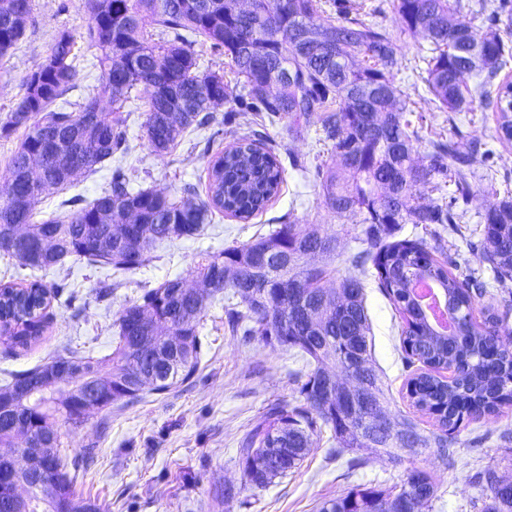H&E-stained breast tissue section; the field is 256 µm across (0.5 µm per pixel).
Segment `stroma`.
Instances as JSON below:
<instances>
[{
	"mask_svg": "<svg viewBox=\"0 0 512 512\" xmlns=\"http://www.w3.org/2000/svg\"><path fill=\"white\" fill-rule=\"evenodd\" d=\"M374 22L397 39L399 50L394 68L396 86L422 113L421 135L457 138L461 143L490 141L496 118L492 111L473 103L459 114L438 111L424 84L413 72L429 43L421 37L401 35L391 0H362ZM88 14L82 0H35L17 46L0 58V123L23 95L25 75L45 55L54 36L68 30L83 39ZM125 117L131 150L114 155L95 173L79 177L63 191L46 196L35 205L39 217L56 210L59 202L76 197L82 203L98 198L109 186L112 172L122 168L132 188H152L181 196L184 186L204 189L207 163L241 135H256L273 148L284 169L279 197L249 222L214 214L200 235L156 245L149 262L136 270L116 273L82 261L43 272L46 282L61 284L66 295H76L84 310L69 306L65 298L54 302L53 323L46 338L30 350L14 355L0 347V386L11 373L48 361L70 351L111 355L115 346L113 323L128 303L164 281L180 279L195 283V267L201 257L224 247L238 245L265 234L271 225L294 216L298 223L316 228L336 239L330 260L334 273L328 287H338L351 274L347 256L359 246L361 228L345 224L321 204L315 186V168L330 161L329 145L315 132L295 135L287 121H269L265 113L236 115L220 136L211 129L188 131L173 151L152 152L144 139L146 119L141 101L128 102L119 111ZM475 196L458 232L443 231L444 244H456L462 266L485 268L480 254L469 252L466 241L477 238L485 208L512 191V142L495 144L489 162L476 163ZM106 298H98L100 287ZM365 304L372 342L371 363L381 376L391 414L414 417L424 432L436 430L434 417L415 411L407 397V382L413 370L403 361L400 319L393 306L375 286L365 290ZM203 348L199 369L191 384L164 394L143 392L132 403L120 402L92 415L82 426H61L62 447L67 455L91 448L95 463L79 472L77 492L96 499L101 512H317L326 499L346 494L357 486L393 492L411 470L428 473L438 492L421 512H480L481 490L474 474L493 467L502 479L512 482V406L504 407L498 419L479 420L461 426L456 434L457 463L448 468L433 451L396 455L355 449L362 464L349 468L346 457L332 454L337 442L330 432L312 437L310 449L299 467L264 488L250 485L237 458L242 433L272 402L293 401L295 391L289 373L296 362L288 352L254 341L243 343L225 325L224 300L208 302L200 326ZM234 486L232 497H221L225 486Z\"/></svg>",
	"mask_w": 512,
	"mask_h": 512,
	"instance_id": "35a3bbf8",
	"label": "stroma"
}]
</instances>
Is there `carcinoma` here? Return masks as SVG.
<instances>
[{"instance_id": "1", "label": "carcinoma", "mask_w": 512, "mask_h": 512, "mask_svg": "<svg viewBox=\"0 0 512 512\" xmlns=\"http://www.w3.org/2000/svg\"><path fill=\"white\" fill-rule=\"evenodd\" d=\"M320 2L252 0V9L241 15L235 0H85V41L96 50L98 84L73 107L57 105L75 88L78 75L76 41L67 30L26 74L24 94L0 125V134L7 136L23 130L6 170L7 193L0 197V225L28 226L25 240H0V251L22 266L47 270L73 258L136 270L149 261L155 243L196 235L214 212L247 221L279 196L284 170L276 154L243 136L209 162L204 200L189 189L180 198L134 190L117 169L109 188L91 203L35 220L39 198L127 150L117 113L92 117L90 109L102 100L120 107L134 94L143 100L145 135L156 153L174 148L188 129L212 125L213 109L225 101L236 102L240 112L286 118L296 133L316 127L333 157L316 169L318 195L343 222L361 225L364 248L347 259L354 273L340 287L326 288L323 282L333 269L310 264V256H331L334 240L304 224H279L266 235L202 257L195 273L205 291L187 295L179 281L169 280L123 307L110 356L59 354L14 374L0 391V445L12 444L23 431L46 449L50 465L30 475L40 482L31 499L1 490L0 512H61L62 501L100 512L94 500L75 491L76 472L93 463L94 453L64 460L57 423L83 425L89 418L84 403L100 386L108 390L98 397L99 412L139 398L147 387L163 394L190 381L199 368V326L207 300L226 291L238 298L225 307L232 333L304 362L294 372L295 400L267 405L239 440V464L257 488L299 468L311 436L325 428L341 444L338 457L353 448L389 455L403 448H435L444 465L453 467V433L466 421L498 416L512 403V347L495 346L496 336L512 331V302L505 299L499 308L491 293L512 281V195L485 211L482 238L469 243L489 263L485 278L462 270L459 253L440 243L395 239L405 224L458 230L474 196L472 167L493 150L476 143L464 151L455 139L439 138L416 161L421 136L394 82L396 42L379 24L354 13L350 0H334L336 21L325 24L338 32L333 46H307L303 34L316 24ZM392 6L401 33L429 40L420 74L438 109L465 112L477 98L496 114V139L512 141V82L494 84L512 60V0H499L481 38L471 26H450L448 20L463 10L482 16V0H393ZM32 10L33 0H0V56L17 45ZM154 26L162 37L154 38ZM197 37L230 59L241 93L224 85V74L199 70L192 48ZM472 74L476 82L470 86L465 77ZM74 144L83 162L67 168ZM31 161L43 171L32 184L19 180ZM429 184L438 190L450 184L453 190L446 198L418 202L419 187ZM47 234L50 253L43 257L32 244ZM370 276L402 321L406 363L423 366L409 379L407 396L417 410L437 413V433L423 434L406 415L391 418L389 427L379 422L388 415V396L369 363L364 290ZM416 280L431 282L443 294L452 333L443 334L430 322L415 296ZM58 294L59 287L37 277L19 286L1 283L0 344L16 353L39 343ZM487 295L492 302L478 307ZM337 370L362 381L369 403L316 399L318 393L337 391ZM35 383L41 384L38 392L25 395ZM474 481L486 491L483 512H512V484L503 485L493 468L478 471ZM437 489L417 470L395 494L356 487L321 502L318 512H384L390 506L402 512L431 502Z\"/></svg>"}]
</instances>
